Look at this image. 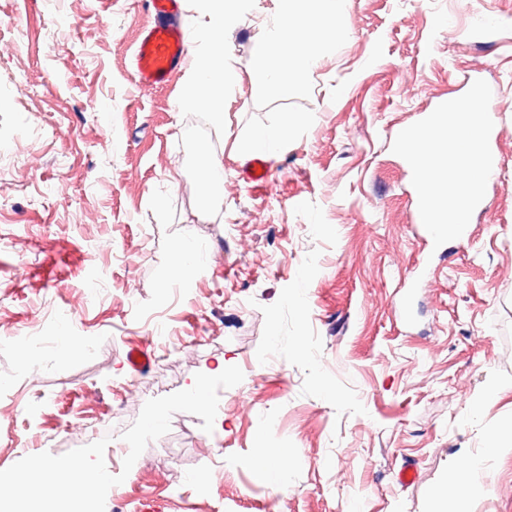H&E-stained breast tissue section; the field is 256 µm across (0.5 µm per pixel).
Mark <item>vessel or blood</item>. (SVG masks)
<instances>
[{
	"instance_id": "vessel-or-blood-1",
	"label": "vessel or blood",
	"mask_w": 512,
	"mask_h": 512,
	"mask_svg": "<svg viewBox=\"0 0 512 512\" xmlns=\"http://www.w3.org/2000/svg\"><path fill=\"white\" fill-rule=\"evenodd\" d=\"M148 16L131 56V70L136 86L159 88L188 59L190 36L183 0H142Z\"/></svg>"
}]
</instances>
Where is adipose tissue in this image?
<instances>
[{"instance_id":"obj_1","label":"adipose tissue","mask_w":512,"mask_h":512,"mask_svg":"<svg viewBox=\"0 0 512 512\" xmlns=\"http://www.w3.org/2000/svg\"><path fill=\"white\" fill-rule=\"evenodd\" d=\"M231 13L211 11L207 29L210 47L194 53L182 104L207 112L216 126L224 124V92L232 75L224 64L223 35ZM342 0H278L274 22L254 46L250 82L271 95L292 93L300 74L311 70L319 50L344 30ZM482 461L470 457L457 468L446 487L434 494L433 512H470L485 492Z\"/></svg>"}]
</instances>
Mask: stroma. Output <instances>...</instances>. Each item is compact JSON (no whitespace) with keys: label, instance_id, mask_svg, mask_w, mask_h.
Wrapping results in <instances>:
<instances>
[{"label":"stroma","instance_id":"35a3bbf8","mask_svg":"<svg viewBox=\"0 0 512 512\" xmlns=\"http://www.w3.org/2000/svg\"><path fill=\"white\" fill-rule=\"evenodd\" d=\"M343 9L347 34L271 96L247 75L277 0H240L219 133L181 106L185 72L135 88L141 6L0 0V470L87 445L104 420L106 468L126 476L106 512H430L471 454L488 489L472 512H512V453L486 448L512 421V0ZM467 76L492 89L498 171L470 236L436 247L412 233L391 147ZM290 119L268 183L244 181L242 144ZM202 146L224 158L210 201ZM183 237L206 257L174 280ZM51 261L59 276L40 278ZM26 333L49 339L34 375L9 342ZM134 345L146 371L126 363ZM221 362L244 379L220 390L213 432L175 413L123 472L144 403Z\"/></svg>","mask_w":512,"mask_h":512}]
</instances>
